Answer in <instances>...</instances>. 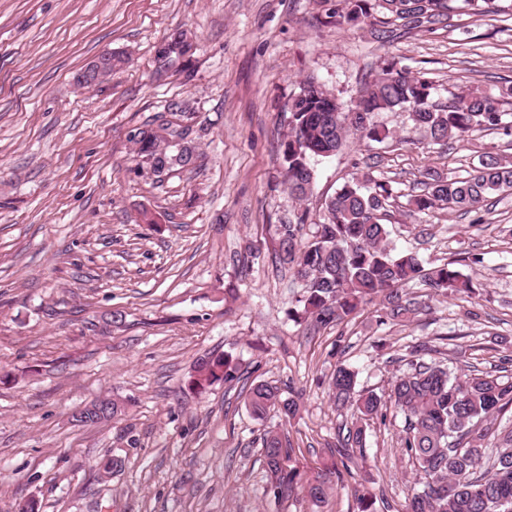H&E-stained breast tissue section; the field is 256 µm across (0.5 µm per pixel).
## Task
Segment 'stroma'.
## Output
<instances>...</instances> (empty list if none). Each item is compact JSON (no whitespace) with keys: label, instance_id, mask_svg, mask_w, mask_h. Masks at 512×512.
Listing matches in <instances>:
<instances>
[{"label":"stroma","instance_id":"stroma-1","mask_svg":"<svg viewBox=\"0 0 512 512\" xmlns=\"http://www.w3.org/2000/svg\"><path fill=\"white\" fill-rule=\"evenodd\" d=\"M340 0H0V512L32 498L38 512H406L417 479L395 407L367 421L366 446L326 503L267 491L261 436L288 437L292 462L314 474L349 429L329 395L340 364L357 387L388 395L412 345L457 373H512V194L489 196L481 222L408 214L425 170L441 175L485 155L512 159V134L474 133L441 147L403 111L378 112L382 143L350 136L311 162L305 202L286 185L284 108L314 77L343 103L384 60L424 73L442 97L512 81V0L459 9L431 30L378 41L336 26ZM189 35L185 61L163 67L160 45ZM124 62L94 89L73 77L104 49ZM186 106L196 163L156 173L138 133ZM392 181L390 239L440 264L484 256L475 302L417 287L423 309L379 323V301L327 327L288 316L304 291L272 261L276 225L362 172ZM155 221L143 223L142 212ZM237 357L250 378L300 395L296 418L255 419L237 388L188 385L201 356ZM101 397L122 416L81 425ZM122 461L103 477L102 463Z\"/></svg>","mask_w":512,"mask_h":512}]
</instances>
